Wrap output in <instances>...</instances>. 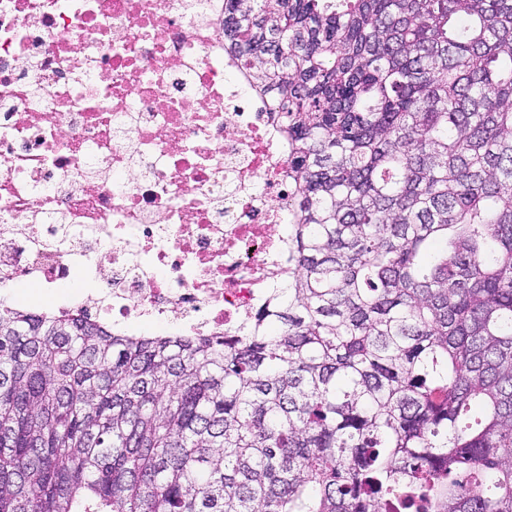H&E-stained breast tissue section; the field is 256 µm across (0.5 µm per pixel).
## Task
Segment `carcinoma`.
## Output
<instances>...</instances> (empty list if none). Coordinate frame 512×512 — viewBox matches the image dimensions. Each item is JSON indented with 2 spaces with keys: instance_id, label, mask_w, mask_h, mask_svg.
<instances>
[{
  "instance_id": "obj_1",
  "label": "carcinoma",
  "mask_w": 512,
  "mask_h": 512,
  "mask_svg": "<svg viewBox=\"0 0 512 512\" xmlns=\"http://www.w3.org/2000/svg\"><path fill=\"white\" fill-rule=\"evenodd\" d=\"M298 267L250 336L0 303V512H512V0H224Z\"/></svg>"
}]
</instances>
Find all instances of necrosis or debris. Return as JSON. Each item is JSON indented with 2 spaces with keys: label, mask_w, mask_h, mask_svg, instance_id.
I'll return each mask as SVG.
<instances>
[{
  "label": "necrosis or debris",
  "mask_w": 512,
  "mask_h": 512,
  "mask_svg": "<svg viewBox=\"0 0 512 512\" xmlns=\"http://www.w3.org/2000/svg\"><path fill=\"white\" fill-rule=\"evenodd\" d=\"M224 0H0V286L112 330L249 335L287 283L288 140Z\"/></svg>",
  "instance_id": "1"
}]
</instances>
